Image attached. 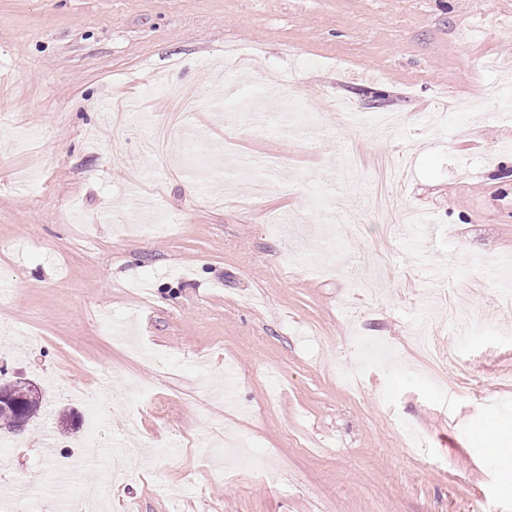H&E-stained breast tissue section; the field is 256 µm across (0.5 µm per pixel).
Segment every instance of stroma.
<instances>
[{"mask_svg": "<svg viewBox=\"0 0 512 512\" xmlns=\"http://www.w3.org/2000/svg\"><path fill=\"white\" fill-rule=\"evenodd\" d=\"M509 71L512 0H0V372L47 403L0 482L38 512H512ZM167 84L222 146L192 195L142 152ZM261 96L310 137L246 127ZM247 165L277 172L253 205Z\"/></svg>", "mask_w": 512, "mask_h": 512, "instance_id": "35a3bbf8", "label": "stroma"}]
</instances>
